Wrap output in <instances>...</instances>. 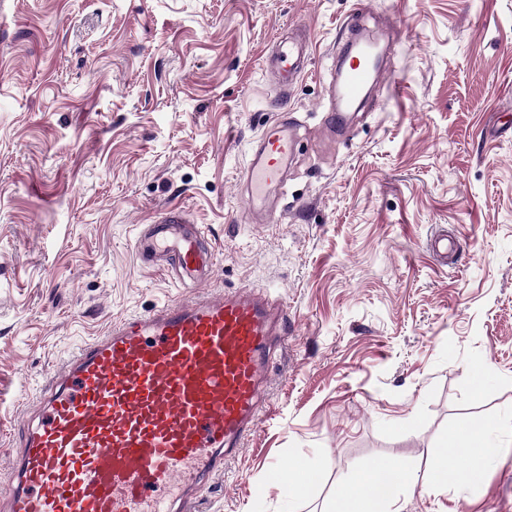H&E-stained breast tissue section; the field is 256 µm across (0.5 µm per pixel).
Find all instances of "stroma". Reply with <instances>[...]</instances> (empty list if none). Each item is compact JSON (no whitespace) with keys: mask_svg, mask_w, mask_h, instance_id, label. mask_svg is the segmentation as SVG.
<instances>
[{"mask_svg":"<svg viewBox=\"0 0 512 512\" xmlns=\"http://www.w3.org/2000/svg\"><path fill=\"white\" fill-rule=\"evenodd\" d=\"M355 6L399 34L330 134ZM299 28L306 70L282 89L265 64ZM284 114L301 147L263 224L243 175ZM168 209L217 254L191 291L134 254ZM244 286L286 305L288 342L267 412L191 512H326L377 458L416 470L402 512H512V447L480 491L427 486L449 427L512 417V0H0V488L10 427L85 339ZM298 458L319 479L292 503L267 476Z\"/></svg>","mask_w":512,"mask_h":512,"instance_id":"stroma-1","label":"stroma"}]
</instances>
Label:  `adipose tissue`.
Listing matches in <instances>:
<instances>
[{
  "mask_svg": "<svg viewBox=\"0 0 512 512\" xmlns=\"http://www.w3.org/2000/svg\"><path fill=\"white\" fill-rule=\"evenodd\" d=\"M506 434L512 436V422L502 420L451 428L443 447L466 456L468 464L458 471L449 469L447 462L436 463L428 479L430 488L445 491L464 485L481 489L488 455L492 448L502 445ZM415 481V472L410 467L383 458L373 460L344 491L336 494L331 512H393L397 489Z\"/></svg>",
  "mask_w": 512,
  "mask_h": 512,
  "instance_id": "ef3b65f1",
  "label": "adipose tissue"
}]
</instances>
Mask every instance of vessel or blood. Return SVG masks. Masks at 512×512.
<instances>
[{
	"label": "vessel or blood",
	"instance_id": "b4317fda",
	"mask_svg": "<svg viewBox=\"0 0 512 512\" xmlns=\"http://www.w3.org/2000/svg\"><path fill=\"white\" fill-rule=\"evenodd\" d=\"M309 50L300 37L282 45L278 86L297 79ZM377 64L371 43H355L334 78L328 131L346 126ZM298 144L288 121L267 127L245 173L252 201L282 186ZM184 222L162 212L135 248L168 256L177 279L198 285L215 251ZM287 334L284 304L261 289L186 296L113 321L42 389L10 458L6 512H183L256 428L269 353Z\"/></svg>",
	"mask_w": 512,
	"mask_h": 512
}]
</instances>
